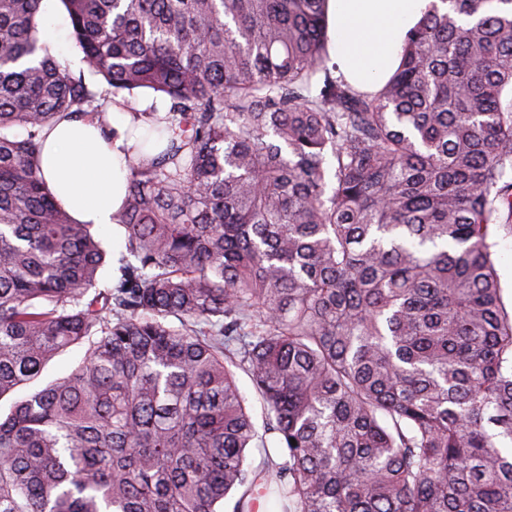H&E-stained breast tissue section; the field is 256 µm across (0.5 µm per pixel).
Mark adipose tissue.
Masks as SVG:
<instances>
[{"instance_id":"ef3b65f1","label":"adipose tissue","mask_w":512,"mask_h":512,"mask_svg":"<svg viewBox=\"0 0 512 512\" xmlns=\"http://www.w3.org/2000/svg\"><path fill=\"white\" fill-rule=\"evenodd\" d=\"M440 0H329L330 55L346 80L373 90L392 74L407 32ZM107 125L66 118L47 130L41 173L62 207L78 222L118 224L129 171L124 131L132 115L112 106Z\"/></svg>"}]
</instances>
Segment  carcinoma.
Masks as SVG:
<instances>
[{
    "instance_id": "carcinoma-1",
    "label": "carcinoma",
    "mask_w": 512,
    "mask_h": 512,
    "mask_svg": "<svg viewBox=\"0 0 512 512\" xmlns=\"http://www.w3.org/2000/svg\"><path fill=\"white\" fill-rule=\"evenodd\" d=\"M441 0L394 73L330 65L328 0H59L87 70L0 0V512H512V11ZM471 21L462 22L461 17ZM137 112L126 255L39 169L65 116ZM22 128L25 135L15 133ZM264 406L259 438L236 371ZM496 264L504 288L505 301L512 304V235L502 233L496 247ZM85 348L72 347L53 358L43 369L40 384H46L67 374L84 356Z\"/></svg>"
}]
</instances>
